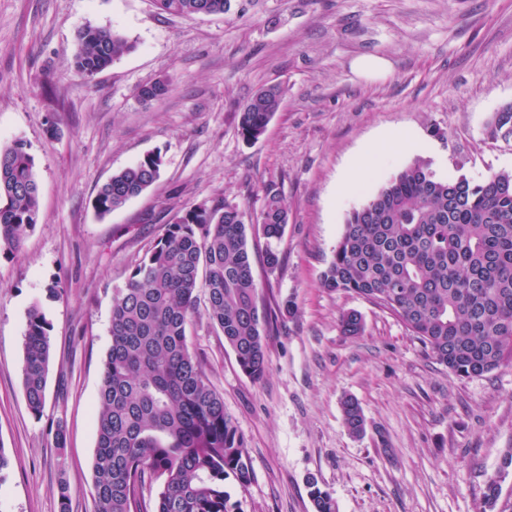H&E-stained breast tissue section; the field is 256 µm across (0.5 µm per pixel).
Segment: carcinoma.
I'll return each mask as SVG.
<instances>
[{
	"instance_id": "cac0c4a2",
	"label": "carcinoma",
	"mask_w": 512,
	"mask_h": 512,
	"mask_svg": "<svg viewBox=\"0 0 512 512\" xmlns=\"http://www.w3.org/2000/svg\"><path fill=\"white\" fill-rule=\"evenodd\" d=\"M168 15L218 14L228 0H154ZM72 67L91 79L134 48L121 33L91 24L76 32ZM165 80L140 88L145 101L163 99ZM284 91L263 86L238 112V132L258 139L279 110ZM488 135H512V103L494 113ZM161 157L149 155L112 174L93 208L104 216L139 196L159 178ZM40 215L38 173L25 143L0 144V248L14 249ZM288 208L273 187L264 189L255 233L269 242L265 264L280 266L270 242L279 240ZM329 291L353 292L390 311L449 372L488 375L512 360V171L475 182L465 175L441 180L416 159L346 217L333 259L321 275ZM204 290L206 313L224 334L238 365L252 380L267 373L265 336L278 311L259 308L258 283L241 211L217 199L191 207L165 225L125 288L113 298L111 343L103 359L92 470L94 512H242L224 479L249 482L251 459L224 399L211 386L188 343ZM50 324L38 305L28 311L22 387L28 409L41 414L51 363ZM358 336L362 318L341 319ZM348 433L361 437L366 418L356 398L341 401ZM512 454L489 476L484 498L495 507ZM155 486L147 499L146 486ZM315 512L336 503L309 478Z\"/></svg>"
}]
</instances>
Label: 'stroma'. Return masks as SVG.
I'll return each mask as SVG.
<instances>
[{"label": "stroma", "instance_id": "35a3bbf8", "mask_svg": "<svg viewBox=\"0 0 512 512\" xmlns=\"http://www.w3.org/2000/svg\"><path fill=\"white\" fill-rule=\"evenodd\" d=\"M227 12L159 13L153 0H0V144L34 156L40 216L21 247L0 251V512H93L95 410L112 300L165 225L215 198L258 216L263 188L288 204L266 273L265 240L248 235L259 302L291 300L265 338L268 373L240 369L223 333L199 312L188 331L249 452L251 479L224 489L243 512H314L308 477L339 512H490L485 481L512 448V362L479 378L438 364L395 316L322 288L346 215L415 159L438 178L512 170V137L488 124L512 102V0H229ZM86 24L135 45L92 80L71 69ZM361 56L391 70L365 78ZM168 80L159 101L140 87ZM285 96L263 136L237 113L261 86ZM416 148H391L399 136ZM160 154L142 195L98 215L113 173ZM51 326L46 403L33 416L22 388L27 312ZM361 314V335L342 315ZM356 398L362 437L342 422ZM66 444L53 445L56 424ZM342 420L348 433L361 437L366 431V418L356 398L346 396L341 401Z\"/></svg>", "mask_w": 512, "mask_h": 512}]
</instances>
